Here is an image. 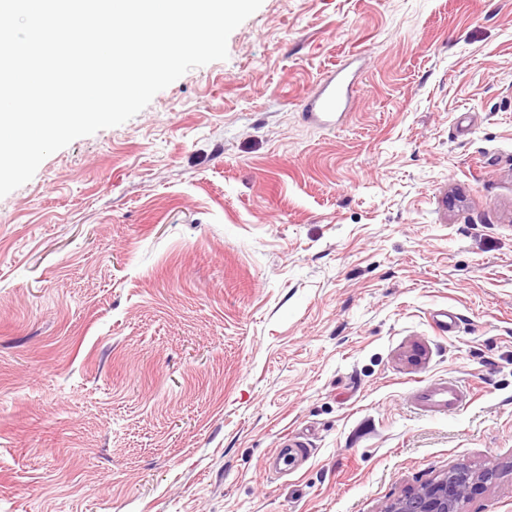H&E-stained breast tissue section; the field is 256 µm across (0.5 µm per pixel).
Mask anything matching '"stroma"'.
<instances>
[{
  "label": "stroma",
  "instance_id": "stroma-1",
  "mask_svg": "<svg viewBox=\"0 0 512 512\" xmlns=\"http://www.w3.org/2000/svg\"><path fill=\"white\" fill-rule=\"evenodd\" d=\"M441 378L471 404L417 414ZM491 465L461 512H512V0H263L0 198V512H383ZM354 75L347 67L339 68L336 74L326 79L315 95L307 102L309 121L323 128L336 125L348 112L349 101L354 92ZM339 114L337 120L336 115Z\"/></svg>",
  "mask_w": 512,
  "mask_h": 512
}]
</instances>
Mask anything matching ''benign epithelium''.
Instances as JSON below:
<instances>
[{
  "label": "benign epithelium",
  "instance_id": "1",
  "mask_svg": "<svg viewBox=\"0 0 512 512\" xmlns=\"http://www.w3.org/2000/svg\"><path fill=\"white\" fill-rule=\"evenodd\" d=\"M493 473L492 468L465 475L450 471L389 503L383 512H450V504L456 498L465 496L474 481L488 480Z\"/></svg>",
  "mask_w": 512,
  "mask_h": 512
}]
</instances>
